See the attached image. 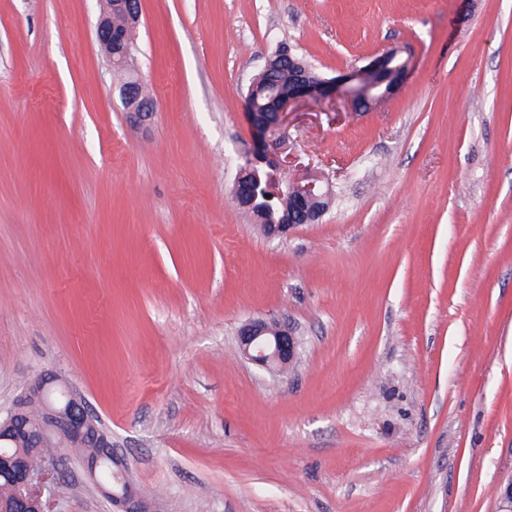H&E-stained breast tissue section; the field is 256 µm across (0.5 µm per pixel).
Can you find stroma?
<instances>
[{
    "label": "stroma",
    "mask_w": 512,
    "mask_h": 512,
    "mask_svg": "<svg viewBox=\"0 0 512 512\" xmlns=\"http://www.w3.org/2000/svg\"><path fill=\"white\" fill-rule=\"evenodd\" d=\"M100 0H0V412L87 402L159 512H501L512 479V0H141L130 124ZM325 77L399 50L380 110L303 102L284 239L239 210L280 43ZM294 324L284 373L237 331ZM48 512H113L69 455ZM284 188L288 192V195L284 194L282 197L271 202L270 209H255L259 216L256 220L260 221L259 224H261L262 227L265 224H272L266 226V234L270 237L288 235V232L302 224H314L322 215V210L313 208L312 203L319 199H325L326 193L321 192L320 188H317L315 183L311 182L302 185L299 182H285ZM288 196L292 201L293 210L288 213V217H285V219L281 221L282 223L276 224L279 222L280 218L288 212V208L291 207ZM299 218L301 224H296V220Z\"/></svg>",
    "instance_id": "1"
}]
</instances>
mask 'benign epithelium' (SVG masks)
<instances>
[{
    "instance_id": "7a95c632",
    "label": "benign epithelium",
    "mask_w": 512,
    "mask_h": 512,
    "mask_svg": "<svg viewBox=\"0 0 512 512\" xmlns=\"http://www.w3.org/2000/svg\"><path fill=\"white\" fill-rule=\"evenodd\" d=\"M105 3L106 10L95 30L96 41L112 70L125 76L120 95L129 121L138 126L147 125L155 114L153 103L142 95L133 47L113 23V17L119 15L126 25L136 26L139 0H105ZM407 70L408 63L401 60L396 49L373 56L365 66L331 79L322 77L307 63L288 57V94L275 93L268 111L255 109L248 96L244 100L257 139L251 159L239 168L236 177L234 195L239 207L246 211L252 209L253 184L260 180L258 165L263 164L268 169L265 191L273 197L286 191L293 204V210L282 223L266 226V234L281 237L300 223H315L322 210L313 208L312 203L325 198L326 193L313 182L302 185L279 181L281 168L272 156V136L279 131L284 115L298 102H319L332 96L339 97L353 112L364 111L373 102L394 96L403 85ZM237 336L242 357L272 372L291 363L297 353L294 330L277 319H252L239 328ZM0 440L17 445L12 451H0V512H46L42 488L49 468L31 466L29 447L53 445L94 448L93 453L83 458L82 466L115 507V512H151L150 504L140 496L129 477H124L119 488L99 479L100 469L118 459L112 438L96 426L82 398L56 373L36 377L7 414L0 416Z\"/></svg>"
}]
</instances>
